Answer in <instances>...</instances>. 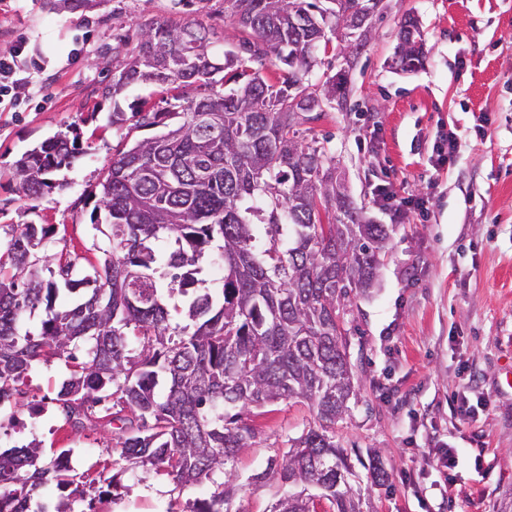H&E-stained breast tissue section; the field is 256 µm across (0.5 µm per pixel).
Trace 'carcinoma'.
I'll return each mask as SVG.
<instances>
[{
    "label": "carcinoma",
    "instance_id": "carcinoma-1",
    "mask_svg": "<svg viewBox=\"0 0 512 512\" xmlns=\"http://www.w3.org/2000/svg\"><path fill=\"white\" fill-rule=\"evenodd\" d=\"M224 0V15L244 34L219 54L214 33L193 23L137 25L112 45V96L132 84L170 94L166 108L112 112V126L158 127L112 156L97 184L94 229L109 226L110 246L93 275L53 272L36 251L48 230L20 224L0 252V404L29 371L66 356L71 376L56 401L66 423L111 430L120 459L165 472L180 485L220 473L221 491L187 512L233 508L240 449L258 436L255 410L280 401L307 402L313 422L288 449L252 476L288 492L271 512H372L360 476L336 439V423L358 400L344 322L352 300L373 286L390 238L386 224L365 220L336 176L339 160L323 143L299 137L308 112L345 99L344 78L320 81V54L336 50V27L361 15L365 26L343 46L366 47L373 0ZM391 67L412 72L425 60L416 17L398 23ZM273 58L282 79L251 67ZM233 72V86L220 77ZM322 82V103L298 99L302 80ZM198 85L210 93L186 98ZM79 135H57L23 154L14 176L31 200L56 188L53 175L80 154ZM224 266L221 292L204 287L201 261ZM93 281L82 303L55 308L60 287ZM186 298L190 323H172L166 297ZM44 307L42 333H21L23 313ZM143 336L127 343L129 329ZM112 399L113 412L89 407ZM64 449L40 465L37 444L0 452V512H30L32 492L54 480L68 487ZM367 479L390 487L378 453Z\"/></svg>",
    "mask_w": 512,
    "mask_h": 512
}]
</instances>
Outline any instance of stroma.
Returning <instances> with one entry per match:
<instances>
[{"mask_svg": "<svg viewBox=\"0 0 512 512\" xmlns=\"http://www.w3.org/2000/svg\"><path fill=\"white\" fill-rule=\"evenodd\" d=\"M409 13L421 24L426 60L403 73L389 61ZM147 20L200 24L224 47L240 38L224 0H92L77 11L64 0H0V55L24 46L30 71L0 95V241L16 225H46L42 254L55 267L71 263L77 279L108 246L90 222V192L127 141L155 133L112 128L114 107H164L157 87L132 85L116 100L105 93L113 35ZM301 127L335 152L350 197L373 223L393 216L375 198L377 184L426 202L424 213L392 224L378 284L347 314L361 396L336 435L351 462L380 452L393 487L368 489L375 512H498L512 501V0H384L348 70L344 106L309 113ZM73 129L87 152L55 173L52 192L25 197L15 161ZM452 138L460 146L453 158ZM68 376L65 360L39 363L0 405L1 450L36 443L48 459L72 449L80 484L119 473L99 512H183L217 490L222 475L181 487L126 466L110 432L73 430L55 400ZM311 419L307 403L294 400L256 417L260 433L235 463L238 512H270L278 485L251 477ZM450 453L451 498L439 490Z\"/></svg>", "mask_w": 512, "mask_h": 512, "instance_id": "1", "label": "stroma"}]
</instances>
